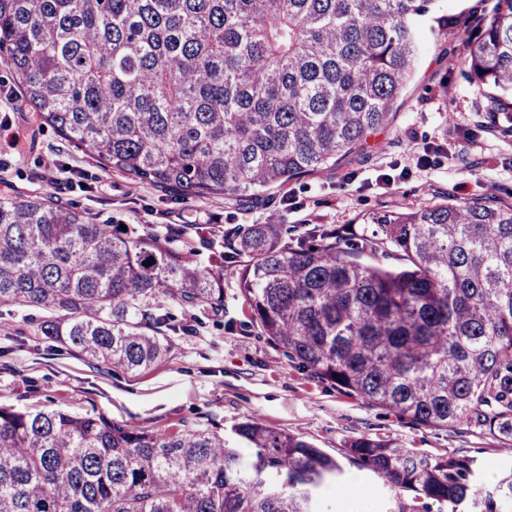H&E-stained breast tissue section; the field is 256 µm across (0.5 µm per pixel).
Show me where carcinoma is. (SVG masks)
Instances as JSON below:
<instances>
[{"instance_id": "cac0c4a2", "label": "carcinoma", "mask_w": 512, "mask_h": 512, "mask_svg": "<svg viewBox=\"0 0 512 512\" xmlns=\"http://www.w3.org/2000/svg\"><path fill=\"white\" fill-rule=\"evenodd\" d=\"M431 0H0V67L76 148L134 182L252 202L364 150L386 129ZM459 64L512 109V0ZM362 233L247 224L203 268L169 235L97 224L52 199H0V307L40 335L137 373L204 316L238 265L250 320L339 393L417 426L512 447V204L437 201L369 215ZM151 432L104 415L0 406V512H320L334 457L246 419ZM350 460L386 512H512V471L360 436Z\"/></svg>"}]
</instances>
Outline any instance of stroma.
I'll list each match as a JSON object with an SVG mask.
<instances>
[{
	"label": "stroma",
	"instance_id": "stroma-1",
	"mask_svg": "<svg viewBox=\"0 0 512 512\" xmlns=\"http://www.w3.org/2000/svg\"><path fill=\"white\" fill-rule=\"evenodd\" d=\"M497 4L435 0L416 21L414 74L394 105L392 122L370 139L366 154L292 180L251 205L221 196L167 195L102 169L90 151L66 146L51 128L39 126L9 73L0 69V199L48 195L97 223L138 231L161 233L180 224L196 238V260L204 267L223 251L226 228L263 224L273 215L302 233L321 225L358 230L370 213L444 193L461 202L511 203L512 135L502 132L506 120L493 127L488 119L497 109V93L473 83L457 63L477 41L476 18L492 15ZM451 16L464 26L462 37L446 36L443 24ZM157 305L174 315L180 329L166 336L164 360L136 375L89 363L39 336L41 310L0 311V406L101 414L152 432L211 424L228 436L254 417L303 436L339 460L351 439L381 436L432 455L473 456L492 472L512 468V451L466 427L414 425L338 393L289 362L245 317L236 267L224 269L223 311L204 323L166 299ZM348 472L333 512H356L365 498L381 512L379 480L354 465Z\"/></svg>",
	"mask_w": 512,
	"mask_h": 512
}]
</instances>
